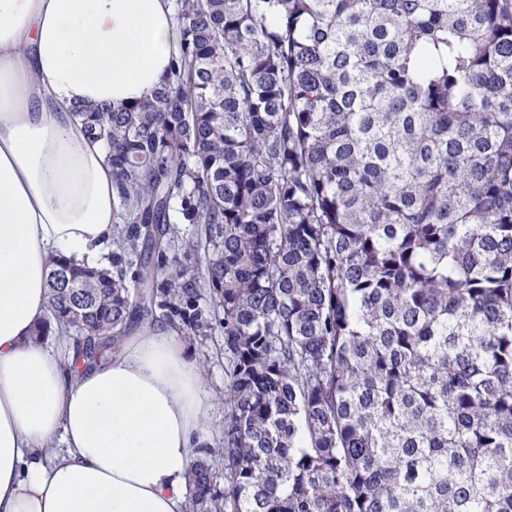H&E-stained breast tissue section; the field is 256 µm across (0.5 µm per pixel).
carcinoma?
<instances>
[{
  "instance_id": "1",
  "label": "carcinoma",
  "mask_w": 512,
  "mask_h": 512,
  "mask_svg": "<svg viewBox=\"0 0 512 512\" xmlns=\"http://www.w3.org/2000/svg\"><path fill=\"white\" fill-rule=\"evenodd\" d=\"M178 19L168 86L79 113L124 225L113 270L52 262L35 338L73 328L91 364L158 309L218 322L224 447L189 512H512V0ZM176 223L204 225L200 275Z\"/></svg>"
}]
</instances>
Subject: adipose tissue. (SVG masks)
Listing matches in <instances>:
<instances>
[{
	"mask_svg": "<svg viewBox=\"0 0 512 512\" xmlns=\"http://www.w3.org/2000/svg\"><path fill=\"white\" fill-rule=\"evenodd\" d=\"M175 0H0V512H186L209 393L158 324L93 365L33 339L59 258L109 268L120 199L80 111L153 97Z\"/></svg>",
	"mask_w": 512,
	"mask_h": 512,
	"instance_id": "adipose-tissue-1",
	"label": "adipose tissue"
}]
</instances>
